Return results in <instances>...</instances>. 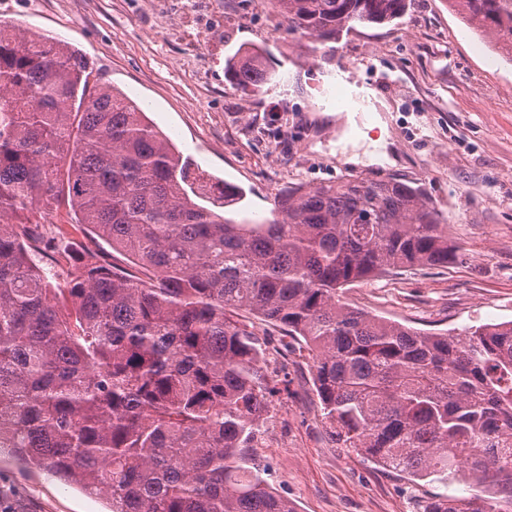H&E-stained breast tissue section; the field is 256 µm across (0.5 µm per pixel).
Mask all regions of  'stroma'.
<instances>
[{
	"label": "stroma",
	"instance_id": "35a3bbf8",
	"mask_svg": "<svg viewBox=\"0 0 512 512\" xmlns=\"http://www.w3.org/2000/svg\"><path fill=\"white\" fill-rule=\"evenodd\" d=\"M224 35L182 27L176 0H0V22L78 48L94 78L137 100L183 154L243 200L225 217L260 223L291 186L343 176L419 186L448 226L457 258L346 288L343 301L430 333L512 320V61L492 52L449 0H413L397 23L359 27L325 44L292 32L271 0H209ZM210 48L199 51L200 41ZM259 51L275 87L246 96L231 83L239 54ZM359 80L365 97L340 106ZM346 108L353 126L334 113ZM384 137L389 162L344 163ZM276 387L252 442L275 491L297 512H422L444 486L379 467L341 447L312 391L303 345L247 309ZM0 494L14 512H107L104 499L64 488L37 468L0 458Z\"/></svg>",
	"mask_w": 512,
	"mask_h": 512
}]
</instances>
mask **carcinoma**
Segmentation results:
<instances>
[{
  "instance_id": "carcinoma-1",
  "label": "carcinoma",
  "mask_w": 512,
  "mask_h": 512,
  "mask_svg": "<svg viewBox=\"0 0 512 512\" xmlns=\"http://www.w3.org/2000/svg\"><path fill=\"white\" fill-rule=\"evenodd\" d=\"M512 46V0H454ZM411 0H275L288 28L334 42L403 18ZM88 60L0 23V448L109 502L108 512H296L248 453L275 387L248 308L304 342L313 391L346 448L441 494L423 512H512V321L465 340L340 300L341 288L456 258L420 189L340 178L275 195L237 223L193 198L195 163ZM273 83L259 54L231 69ZM88 243L47 252L33 206ZM127 263L108 262L100 242ZM66 273L59 286L58 271Z\"/></svg>"
}]
</instances>
